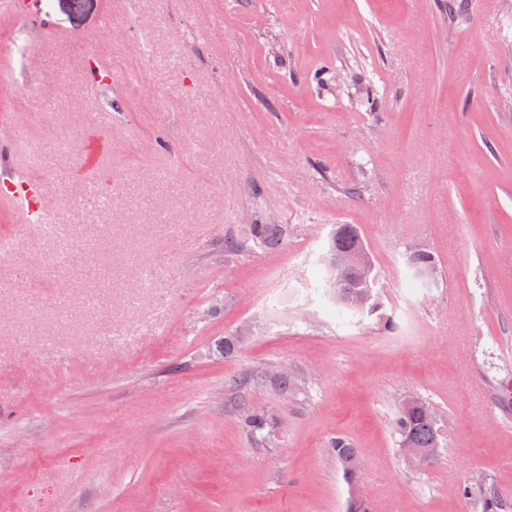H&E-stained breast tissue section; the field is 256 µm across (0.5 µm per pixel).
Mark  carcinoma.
<instances>
[{"instance_id": "cac0c4a2", "label": "carcinoma", "mask_w": 512, "mask_h": 512, "mask_svg": "<svg viewBox=\"0 0 512 512\" xmlns=\"http://www.w3.org/2000/svg\"><path fill=\"white\" fill-rule=\"evenodd\" d=\"M285 239V227L281 224H251L243 237L224 238V251L246 252L254 247L266 250L280 248ZM365 250L360 231L355 224H338L331 236L327 255L351 257ZM336 305L342 313H368L382 309L378 297L371 288L365 268L358 262H346L336 268V277L328 279ZM493 399L501 411L512 414V384H490ZM238 420L250 435L263 441L278 426V420L263 407L240 404L236 408ZM399 448H423L442 451V430L434 406L419 397L405 399L399 407L394 422ZM330 450L341 465L344 476L352 481L358 473L359 452L344 438L330 441ZM481 512H512V501L500 497L493 488L486 489Z\"/></svg>"}]
</instances>
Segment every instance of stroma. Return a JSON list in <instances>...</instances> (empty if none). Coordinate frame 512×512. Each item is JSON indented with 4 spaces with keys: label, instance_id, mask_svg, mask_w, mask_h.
Instances as JSON below:
<instances>
[{
    "label": "stroma",
    "instance_id": "1",
    "mask_svg": "<svg viewBox=\"0 0 512 512\" xmlns=\"http://www.w3.org/2000/svg\"><path fill=\"white\" fill-rule=\"evenodd\" d=\"M0 114L49 102L0 143L51 195L53 235L0 196V512H477L484 475L512 498V0H26L0 9ZM92 60L111 84L71 89ZM94 127L81 174L58 149ZM249 224L285 246L228 253ZM358 225L393 321L340 314L323 264ZM78 238L84 254L53 264ZM437 278L415 287L408 257ZM248 335L238 356L224 337ZM308 374L284 395L241 370ZM417 395L445 447L401 458ZM280 420L266 443L235 401ZM361 457L348 484L330 452ZM110 148V142L102 139L95 133H88L77 146L76 152L80 157L83 167L94 166L99 157Z\"/></svg>",
    "mask_w": 512,
    "mask_h": 512
}]
</instances>
